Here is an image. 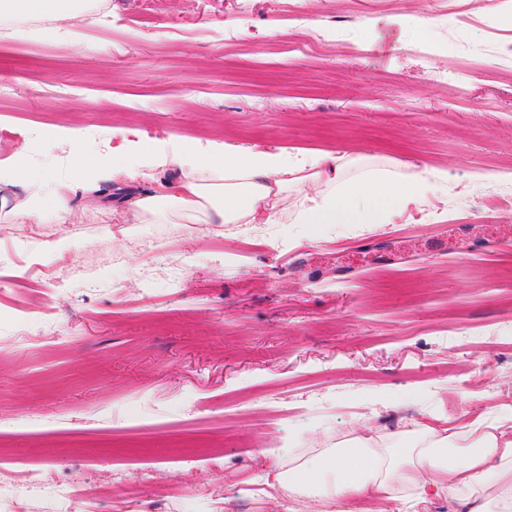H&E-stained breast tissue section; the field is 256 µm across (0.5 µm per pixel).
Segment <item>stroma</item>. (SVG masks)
<instances>
[{
    "label": "stroma",
    "mask_w": 512,
    "mask_h": 512,
    "mask_svg": "<svg viewBox=\"0 0 512 512\" xmlns=\"http://www.w3.org/2000/svg\"><path fill=\"white\" fill-rule=\"evenodd\" d=\"M98 2L0 23V172L71 203L0 215V456L98 488L86 512H319L269 486L277 449L511 416L512 0ZM77 143L128 177L73 180ZM224 144L444 171L445 214L313 235L292 193L275 224L126 223L178 177L157 154ZM0 181L9 182L5 186L22 183L28 188L24 197H17L7 213L32 219V224H45L50 218L62 219L69 211V201L62 195H44V180L40 176L28 175L25 169L17 168Z\"/></svg>",
    "instance_id": "obj_1"
}]
</instances>
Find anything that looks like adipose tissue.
Returning <instances> with one entry per match:
<instances>
[{
    "label": "adipose tissue",
    "mask_w": 512,
    "mask_h": 512,
    "mask_svg": "<svg viewBox=\"0 0 512 512\" xmlns=\"http://www.w3.org/2000/svg\"><path fill=\"white\" fill-rule=\"evenodd\" d=\"M91 8V0H0V19L12 21L14 36L22 37L27 20L65 21ZM164 162L179 170V182L166 203L152 195L130 201V223L274 224L293 191L302 196L298 223L383 224L397 210L418 205L445 178L429 168L409 176L369 168L341 180L332 157L230 146L204 155L177 152ZM8 182L28 189L13 203L0 199L10 214L43 224L69 210L67 198L45 196L43 178L25 169H15ZM468 434L465 424L450 432L425 422L398 448H372L352 437L309 458L289 456L288 470L275 479L289 494L320 498L325 512H347L354 498L401 503L445 493L459 497L466 512H512V425H496L473 440Z\"/></svg>",
    "instance_id": "obj_1"
}]
</instances>
